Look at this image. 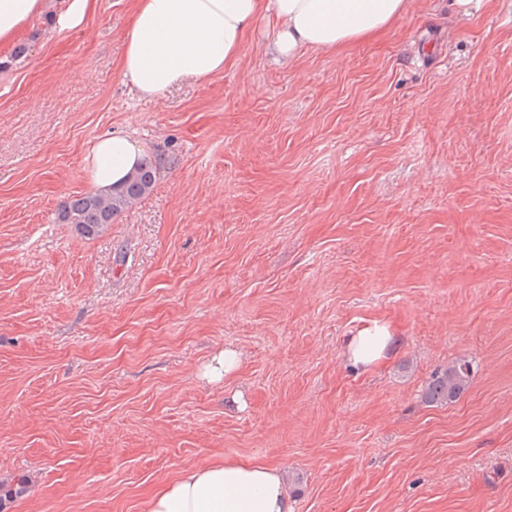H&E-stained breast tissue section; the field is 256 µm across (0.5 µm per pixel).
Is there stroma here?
<instances>
[{"label":"stroma","mask_w":512,"mask_h":512,"mask_svg":"<svg viewBox=\"0 0 512 512\" xmlns=\"http://www.w3.org/2000/svg\"><path fill=\"white\" fill-rule=\"evenodd\" d=\"M133 7L0 67V482L30 481L5 512H147L226 460L279 467L293 512H512V0H415L290 66L263 20L149 100ZM114 131L158 174L88 240L57 213ZM374 324L394 351L354 372ZM460 357L468 389L425 404ZM393 345L394 336L387 326H367L349 339L345 356L354 370L365 372L386 359L392 353ZM241 363V355L238 351L224 348V350L212 358L211 363L204 372V377L210 382L219 381L222 378L225 379L236 373Z\"/></svg>","instance_id":"obj_1"}]
</instances>
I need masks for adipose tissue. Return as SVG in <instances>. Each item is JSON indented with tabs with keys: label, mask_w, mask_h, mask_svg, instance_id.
I'll list each match as a JSON object with an SVG mask.
<instances>
[{
	"label": "adipose tissue",
	"mask_w": 512,
	"mask_h": 512,
	"mask_svg": "<svg viewBox=\"0 0 512 512\" xmlns=\"http://www.w3.org/2000/svg\"><path fill=\"white\" fill-rule=\"evenodd\" d=\"M413 0H137L124 34L123 78L145 98L163 94L186 78L205 81L239 56L261 19L274 23L271 49L292 63L310 49L338 50L401 20ZM48 0H0V58L14 54L30 22ZM145 159L124 132L98 139L83 157L91 184L106 191L121 185ZM394 338L387 326L362 328L345 356L364 372L386 359ZM148 512H291L278 467L227 461L183 472L150 499Z\"/></svg>",
	"instance_id": "ef3b65f1"
}]
</instances>
